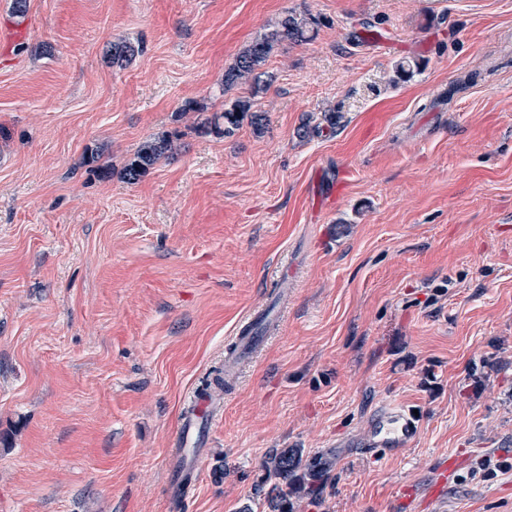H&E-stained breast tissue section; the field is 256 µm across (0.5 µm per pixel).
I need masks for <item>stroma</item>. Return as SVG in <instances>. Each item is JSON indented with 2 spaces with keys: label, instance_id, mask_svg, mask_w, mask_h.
<instances>
[{
  "label": "stroma",
  "instance_id": "35a3bbf8",
  "mask_svg": "<svg viewBox=\"0 0 512 512\" xmlns=\"http://www.w3.org/2000/svg\"><path fill=\"white\" fill-rule=\"evenodd\" d=\"M290 12L315 38L275 50L270 85L225 86ZM19 19L28 40L0 53V512H267L284 448L336 452L295 512H512V0H0V29ZM116 42L139 52L113 62ZM242 97L261 129L208 132ZM328 112L333 134L300 137ZM328 176L345 195H314ZM270 305L280 326L169 499L184 395ZM392 406L417 411L415 440L368 445ZM172 150L173 144L170 140H161L144 145L125 170L128 181H138L161 156L167 152H172Z\"/></svg>",
  "mask_w": 512,
  "mask_h": 512
}]
</instances>
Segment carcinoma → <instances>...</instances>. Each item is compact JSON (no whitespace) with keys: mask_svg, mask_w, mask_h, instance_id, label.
Instances as JSON below:
<instances>
[{"mask_svg":"<svg viewBox=\"0 0 512 512\" xmlns=\"http://www.w3.org/2000/svg\"><path fill=\"white\" fill-rule=\"evenodd\" d=\"M316 22L305 15L288 14L272 28L249 43L237 57L235 64L224 73V86L239 82H250L255 86L266 84L272 75L261 70L273 51L285 44H298L309 40L315 31ZM139 49L127 42L112 44V60L130 61ZM251 115L257 124L261 116L252 113L248 100L236 99L224 105L219 118L224 120V131L239 126L246 115ZM173 150L170 140H161L144 145L126 168L128 181L135 182L143 176L164 154ZM327 461L320 456H307L301 448H284L264 462L263 482L271 483L268 504L271 512H294V500L311 496L316 491V482L326 470Z\"/></svg>","mask_w":512,"mask_h":512,"instance_id":"carcinoma-1","label":"carcinoma"}]
</instances>
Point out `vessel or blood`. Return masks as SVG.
<instances>
[{"mask_svg": "<svg viewBox=\"0 0 512 512\" xmlns=\"http://www.w3.org/2000/svg\"><path fill=\"white\" fill-rule=\"evenodd\" d=\"M262 341L257 333H238L232 351L224 356L226 371H236L240 353L252 350ZM222 407L221 401L197 388L183 399L170 453L173 472V492L184 490L189 478L196 476L202 466L199 450L205 442L204 428L211 423ZM418 426L415 418L405 409H393L380 414L371 429L372 445L385 448H402L416 436Z\"/></svg>", "mask_w": 512, "mask_h": 512, "instance_id": "1", "label": "vessel or blood"}]
</instances>
